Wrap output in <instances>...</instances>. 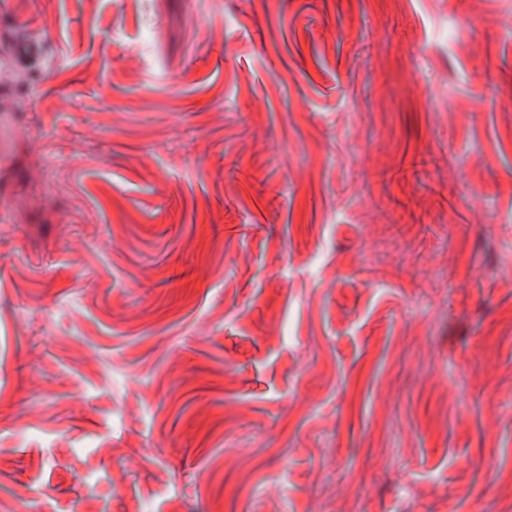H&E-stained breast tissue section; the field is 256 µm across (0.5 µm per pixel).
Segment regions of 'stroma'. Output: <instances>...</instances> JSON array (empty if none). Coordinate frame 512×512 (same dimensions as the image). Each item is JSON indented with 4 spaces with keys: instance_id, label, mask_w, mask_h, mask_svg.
Listing matches in <instances>:
<instances>
[{
    "instance_id": "1",
    "label": "stroma",
    "mask_w": 512,
    "mask_h": 512,
    "mask_svg": "<svg viewBox=\"0 0 512 512\" xmlns=\"http://www.w3.org/2000/svg\"><path fill=\"white\" fill-rule=\"evenodd\" d=\"M0 512H512V0H0ZM40 42L35 40H20L12 43L8 48V54L17 62L24 63L42 57Z\"/></svg>"
}]
</instances>
